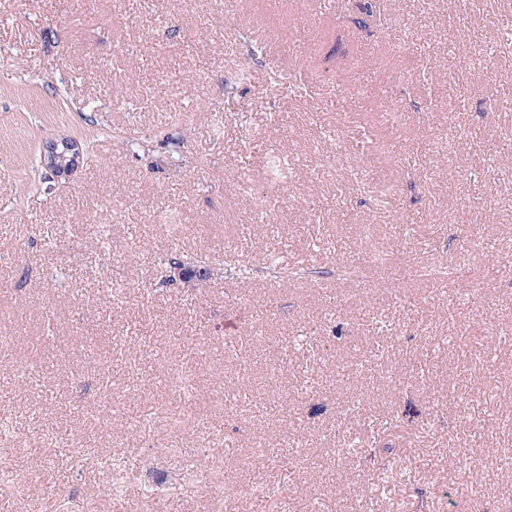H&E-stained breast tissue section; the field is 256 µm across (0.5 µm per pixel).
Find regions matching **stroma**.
<instances>
[{
  "label": "stroma",
  "mask_w": 512,
  "mask_h": 512,
  "mask_svg": "<svg viewBox=\"0 0 512 512\" xmlns=\"http://www.w3.org/2000/svg\"><path fill=\"white\" fill-rule=\"evenodd\" d=\"M244 33L267 54L238 84L226 61ZM509 127L512 0H0V336L22 339L0 348V474L37 476L0 491V512H50L59 493L69 512H149L158 485L175 512H203L258 480L288 481V512L512 499V469H448L449 451L512 443ZM54 138L84 153L60 182L38 163ZM274 153L287 181L266 173ZM171 213L185 254L327 273L159 286ZM55 224L67 232L44 241ZM400 253L466 260L476 279L376 261ZM373 340L380 367L358 353ZM19 356L36 382L17 381ZM290 441L320 454L285 469ZM389 448L410 474L385 484ZM105 454L135 458L118 500ZM198 463L215 485L171 487Z\"/></svg>",
  "instance_id": "35a3bbf8"
}]
</instances>
